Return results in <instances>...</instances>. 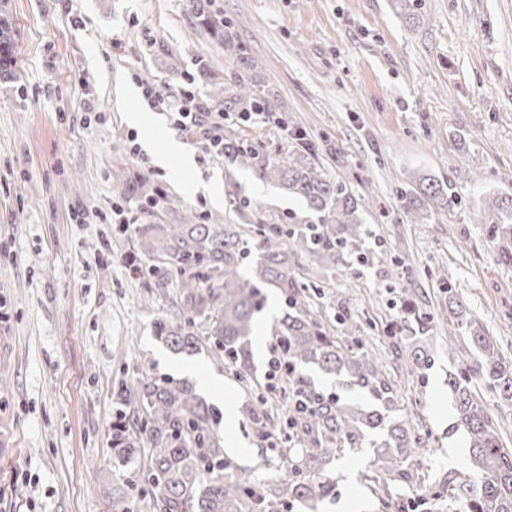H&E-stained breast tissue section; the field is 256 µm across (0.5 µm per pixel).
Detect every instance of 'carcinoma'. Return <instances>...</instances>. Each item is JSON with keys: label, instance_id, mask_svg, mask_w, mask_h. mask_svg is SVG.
<instances>
[{"label": "carcinoma", "instance_id": "obj_1", "mask_svg": "<svg viewBox=\"0 0 512 512\" xmlns=\"http://www.w3.org/2000/svg\"><path fill=\"white\" fill-rule=\"evenodd\" d=\"M199 24L232 49L243 65L251 61L224 20L213 17L211 0H189ZM11 27L0 19V71L11 65ZM231 99L246 112H272L267 96L246 75L234 76ZM224 158L250 172L258 182L274 183L306 202L316 222L225 224L211 217L204 224H137L133 231L148 263L136 276L151 291L175 295L176 313L155 323V336L174 351L193 356L202 350L250 382L253 318L264 306L262 289L285 298L287 311L272 327L288 365L290 403L299 416L290 419L286 443L298 449L288 458L287 475L266 485L246 475L224 453V434L213 410L188 382L143 374L116 388L118 413L112 421V512H133L135 491L149 498L151 512H286L300 501L309 512L333 488L323 474L326 459L343 451L374 449V465L383 483H410L425 459V440L410 421L401 419L402 400L385 376L371 337L360 333L341 339L316 318L310 285L295 267L307 260L328 270L343 268L357 277L375 254L363 247L370 230L343 184L328 179L306 150L271 155L266 146L224 131ZM424 195L452 207L453 185L431 183ZM485 231L496 259L512 265V197H492L485 209ZM448 311L434 314L418 304L416 289H399L402 310L390 327L392 337L410 346L404 363L412 370L430 365L433 356L412 348L413 341L448 324V355L476 352L448 374L456 427L469 443V462L479 480L450 477L432 497L448 498V512H512V448L501 441V425L484 403L481 390L512 399V360L505 358L483 325L463 310L459 293L446 286ZM341 379L369 395L368 410L358 401L325 397L307 376L309 367ZM255 435L271 434L267 400L249 404Z\"/></svg>", "mask_w": 512, "mask_h": 512}]
</instances>
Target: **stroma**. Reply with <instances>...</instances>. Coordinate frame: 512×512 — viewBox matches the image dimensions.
I'll return each instance as SVG.
<instances>
[{"label": "stroma", "instance_id": "1", "mask_svg": "<svg viewBox=\"0 0 512 512\" xmlns=\"http://www.w3.org/2000/svg\"><path fill=\"white\" fill-rule=\"evenodd\" d=\"M406 23L394 0H212L251 51L249 74L268 93L278 120L246 117L225 103L214 79L232 82L235 54L201 27L188 0H0L12 29V65L0 78V512H112V392L145 372L198 382L220 379L223 396H201L226 418V444L247 449L257 479L285 474L289 417L283 391H269L274 340L259 313L254 379L239 382L208 353H174L154 337L171 298L141 303L142 285L123 259L138 256L133 233L106 224L122 204L138 224H184L217 216L236 224H305V204L204 145V128L182 131L171 111L191 91L201 111L263 141L271 152L309 144L323 173L358 203L373 231L377 260L354 282L334 274L318 317L341 336V312L386 350L397 294L393 259L412 274L424 309L448 307L445 285L512 357V265L499 263L483 227L487 197L512 194V0H414ZM135 86L127 96L126 86ZM153 86L159 102L148 101ZM156 117L154 146L175 136L194 155L195 176L221 196L185 192L148 153L131 154L137 129L126 115ZM452 183L454 207L426 205L408 223L401 194L420 179ZM135 191L118 198L117 183ZM179 205L145 207L149 195ZM84 214L82 224L73 214ZM428 343L431 368L396 377L409 415L435 453L417 484L399 490L412 512H432L448 475L467 473L468 448L454 428L448 359L440 331ZM264 396L273 427L258 440L244 413ZM369 448L330 459L335 482L318 512H379L378 483L361 482Z\"/></svg>", "mask_w": 512, "mask_h": 512}]
</instances>
